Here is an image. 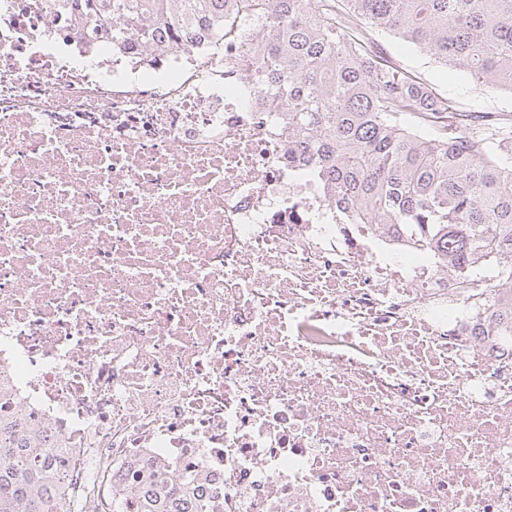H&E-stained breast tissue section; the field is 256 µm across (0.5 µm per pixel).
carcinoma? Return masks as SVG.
Instances as JSON below:
<instances>
[{
    "mask_svg": "<svg viewBox=\"0 0 512 512\" xmlns=\"http://www.w3.org/2000/svg\"><path fill=\"white\" fill-rule=\"evenodd\" d=\"M146 40L270 19L256 70L356 224L406 231L456 263L512 258V118L459 109L378 48L388 32L479 88L512 94V0H80ZM512 336V300L494 319ZM59 444L0 414V512H72ZM137 512H201L194 488L136 474Z\"/></svg>",
    "mask_w": 512,
    "mask_h": 512,
    "instance_id": "cac0c4a2",
    "label": "carcinoma"
}]
</instances>
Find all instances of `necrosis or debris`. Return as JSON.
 <instances>
[{
  "mask_svg": "<svg viewBox=\"0 0 512 512\" xmlns=\"http://www.w3.org/2000/svg\"><path fill=\"white\" fill-rule=\"evenodd\" d=\"M0 0V411L72 497L202 512H512V259L351 224L240 38H109ZM136 479L137 512H201V503L192 486L150 470L137 473Z\"/></svg>",
  "mask_w": 512,
  "mask_h": 512,
  "instance_id": "1",
  "label": "necrosis or debris"
}]
</instances>
